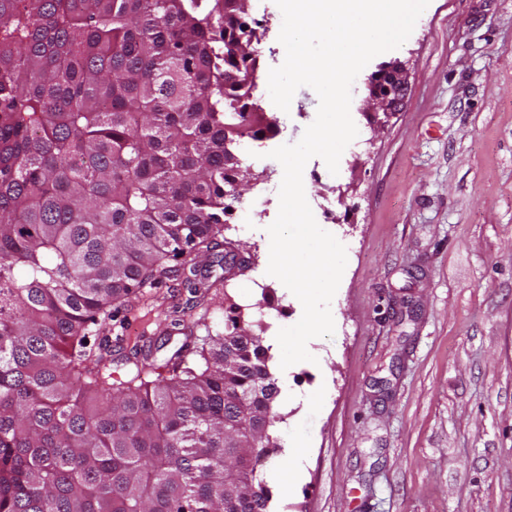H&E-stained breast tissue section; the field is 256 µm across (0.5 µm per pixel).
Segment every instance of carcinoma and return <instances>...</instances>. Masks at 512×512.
Returning <instances> with one entry per match:
<instances>
[{"mask_svg":"<svg viewBox=\"0 0 512 512\" xmlns=\"http://www.w3.org/2000/svg\"><path fill=\"white\" fill-rule=\"evenodd\" d=\"M245 0H0V512H270L269 347L229 306L195 358L89 348L169 263H224L254 102Z\"/></svg>","mask_w":512,"mask_h":512,"instance_id":"1","label":"carcinoma"}]
</instances>
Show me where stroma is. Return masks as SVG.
<instances>
[{"label":"stroma","mask_w":512,"mask_h":512,"mask_svg":"<svg viewBox=\"0 0 512 512\" xmlns=\"http://www.w3.org/2000/svg\"><path fill=\"white\" fill-rule=\"evenodd\" d=\"M260 36L254 99L277 130L239 147L250 178L224 235L251 265L225 275L212 255L187 258L203 286L196 304L181 272L145 289L92 343L129 355L159 344L163 364L197 335L224 329L229 303L266 334L294 325L300 301L268 275L263 228L279 208L281 164L270 151L299 141L318 96L299 88L289 111L268 94L285 49L274 0H249ZM410 74L394 114L373 124L367 84L379 66ZM358 136L338 174L311 158L303 172L314 217L346 248L331 303L333 337L287 371L279 442L308 440L301 480L272 512H512V0H430L407 41L373 58L352 87Z\"/></svg>","instance_id":"stroma-1"}]
</instances>
